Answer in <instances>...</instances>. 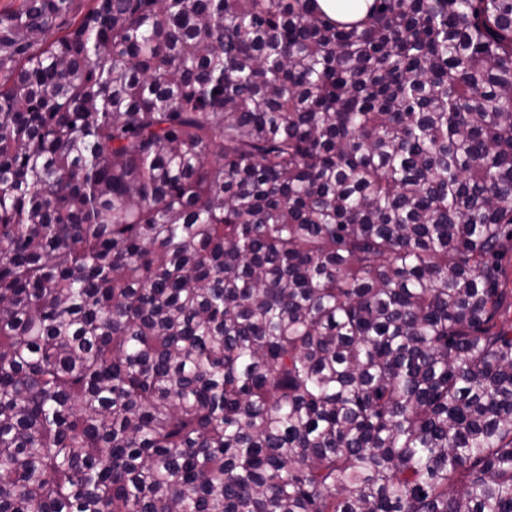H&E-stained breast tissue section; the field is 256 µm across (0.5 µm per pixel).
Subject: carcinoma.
Returning a JSON list of instances; mask_svg holds the SVG:
<instances>
[{
  "instance_id": "obj_1",
  "label": "carcinoma",
  "mask_w": 512,
  "mask_h": 512,
  "mask_svg": "<svg viewBox=\"0 0 512 512\" xmlns=\"http://www.w3.org/2000/svg\"><path fill=\"white\" fill-rule=\"evenodd\" d=\"M0 14V512H512V0Z\"/></svg>"
}]
</instances>
